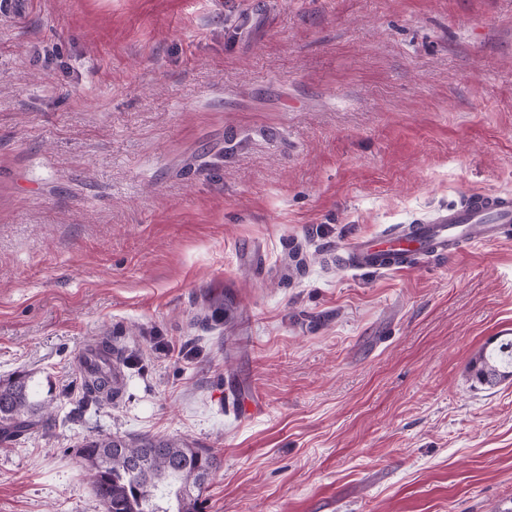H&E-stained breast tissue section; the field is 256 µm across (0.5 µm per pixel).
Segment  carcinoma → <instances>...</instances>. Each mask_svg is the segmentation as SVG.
Here are the masks:
<instances>
[{
    "label": "carcinoma",
    "instance_id": "obj_1",
    "mask_svg": "<svg viewBox=\"0 0 512 512\" xmlns=\"http://www.w3.org/2000/svg\"><path fill=\"white\" fill-rule=\"evenodd\" d=\"M475 377L494 384L512 377V340L475 360ZM120 397L108 362L84 366L77 392L83 407L110 405ZM35 426H56L47 402L33 400L30 379L19 374L0 383V445H14ZM79 456L105 512H200L203 490L216 470L215 457L184 440L163 437L91 436Z\"/></svg>",
    "mask_w": 512,
    "mask_h": 512
}]
</instances>
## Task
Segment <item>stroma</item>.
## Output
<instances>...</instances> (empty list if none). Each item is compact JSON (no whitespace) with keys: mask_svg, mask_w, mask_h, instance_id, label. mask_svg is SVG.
Here are the masks:
<instances>
[{"mask_svg":"<svg viewBox=\"0 0 512 512\" xmlns=\"http://www.w3.org/2000/svg\"><path fill=\"white\" fill-rule=\"evenodd\" d=\"M512 193V0H33L0 14V512H104L77 455L165 436L204 512H512V244L353 239ZM108 336L120 402L75 408ZM261 395L263 409L244 406ZM475 377L481 383L494 384L512 377V340L484 352L475 360ZM30 379L18 374L6 383H0V445H15L34 426L50 429L56 419L50 403L33 400Z\"/></svg>","mask_w":512,"mask_h":512,"instance_id":"stroma-1","label":"stroma"}]
</instances>
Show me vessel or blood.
Returning <instances> with one entry per match:
<instances>
[{"instance_id": "1", "label": "vessel or blood", "mask_w": 512, "mask_h": 512, "mask_svg": "<svg viewBox=\"0 0 512 512\" xmlns=\"http://www.w3.org/2000/svg\"><path fill=\"white\" fill-rule=\"evenodd\" d=\"M512 227L511 193H469L459 205L382 231L355 238L344 261L352 269L402 271L418 259L444 257L465 246L505 242Z\"/></svg>"}]
</instances>
